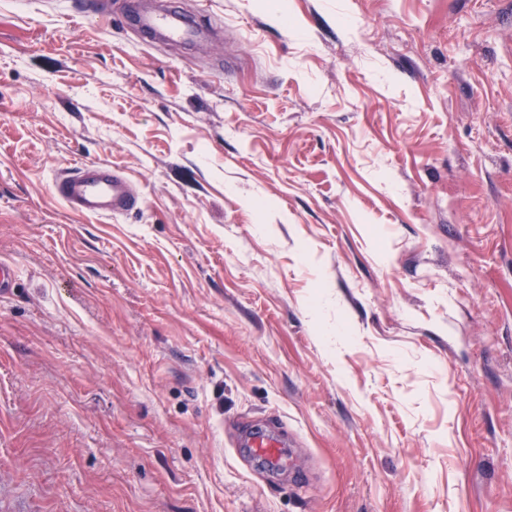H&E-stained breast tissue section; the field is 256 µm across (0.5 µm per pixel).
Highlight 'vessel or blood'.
<instances>
[{"instance_id": "vessel-or-blood-1", "label": "vessel or blood", "mask_w": 512, "mask_h": 512, "mask_svg": "<svg viewBox=\"0 0 512 512\" xmlns=\"http://www.w3.org/2000/svg\"><path fill=\"white\" fill-rule=\"evenodd\" d=\"M136 23L142 30L159 33L171 43L191 42L200 34L199 28L190 24L175 7L140 15ZM52 188L69 210L85 215H121L136 210L142 203L124 177L106 163L83 164L74 172L57 178ZM251 448L270 466H279L284 461L277 441L265 435H255Z\"/></svg>"}]
</instances>
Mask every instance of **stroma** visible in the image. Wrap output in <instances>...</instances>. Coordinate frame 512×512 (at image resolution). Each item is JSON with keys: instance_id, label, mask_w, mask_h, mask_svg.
I'll return each mask as SVG.
<instances>
[{"instance_id": "stroma-1", "label": "stroma", "mask_w": 512, "mask_h": 512, "mask_svg": "<svg viewBox=\"0 0 512 512\" xmlns=\"http://www.w3.org/2000/svg\"><path fill=\"white\" fill-rule=\"evenodd\" d=\"M78 2L0 0V512H512V0ZM136 23L142 30L157 32L171 43L192 42L200 34L199 28L190 24L177 7H171L162 13L140 15ZM53 193L71 211L116 216L136 210L142 199L108 163H86L52 183ZM250 448L271 467H277L284 461V454L282 449L279 448L278 442L263 434H257L253 437Z\"/></svg>"}]
</instances>
